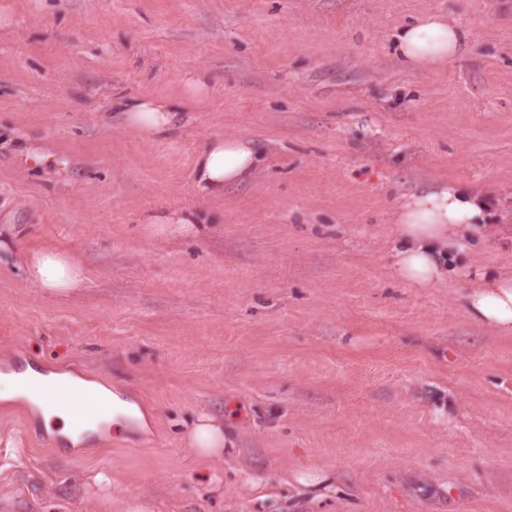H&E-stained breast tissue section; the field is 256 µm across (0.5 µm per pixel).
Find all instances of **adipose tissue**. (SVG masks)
Here are the masks:
<instances>
[{
	"mask_svg": "<svg viewBox=\"0 0 512 512\" xmlns=\"http://www.w3.org/2000/svg\"><path fill=\"white\" fill-rule=\"evenodd\" d=\"M402 60L419 70H432L469 51L466 29L439 13H430L400 27L396 37ZM212 79L204 70L194 71L180 97L158 101L150 97L122 98L114 103L129 129L146 139L169 135L181 128L186 113L195 111L207 98ZM257 145L243 138H210L195 159L196 188L204 196L219 197L227 186L248 178L258 165ZM498 201L485 190L448 182L403 196L396 208L397 249L391 274L397 281L417 288H432L456 275V256L466 253L470 239L486 232ZM23 266L30 285L51 293L80 287L85 273L68 254L56 250L24 254ZM475 288L461 301L469 318L512 334V275L488 267L478 272ZM102 397L107 408L93 417L80 416L85 393ZM0 399L26 400L45 425H60L68 442L78 444L101 428L116 430L140 426L144 414L138 406L101 383L67 373L45 374L34 369L0 374ZM193 451L202 456L224 452V428L207 414H199L185 435Z\"/></svg>",
	"mask_w": 512,
	"mask_h": 512,
	"instance_id": "obj_1",
	"label": "adipose tissue"
}]
</instances>
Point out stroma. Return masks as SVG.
I'll return each instance as SVG.
<instances>
[{"instance_id":"stroma-1","label":"stroma","mask_w":512,"mask_h":512,"mask_svg":"<svg viewBox=\"0 0 512 512\" xmlns=\"http://www.w3.org/2000/svg\"><path fill=\"white\" fill-rule=\"evenodd\" d=\"M0 225L84 269L66 294L0 265V372L31 364L131 395L145 425L61 446L0 402V512H512V334L471 321L457 279L390 274L393 203L435 178L501 203L471 270L512 273V0H0ZM438 11L467 56L416 71L403 24ZM207 69L175 136L112 101ZM263 163L218 198L206 139ZM51 161L37 164L35 154ZM195 209L196 231L144 224ZM224 425V455L184 437ZM326 475L328 487L297 477ZM111 488H101L98 475ZM186 443L201 456L224 454V426L202 413L185 435Z\"/></svg>"}]
</instances>
